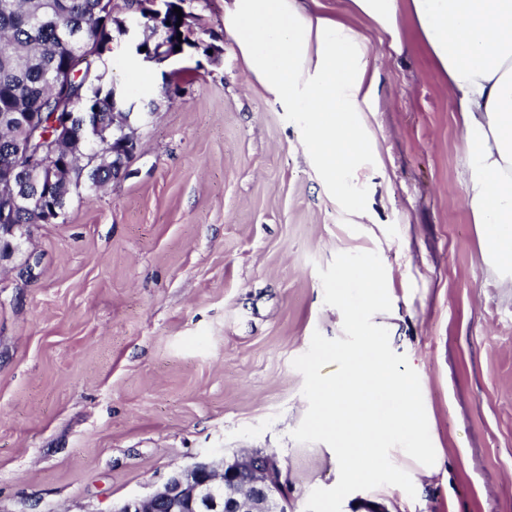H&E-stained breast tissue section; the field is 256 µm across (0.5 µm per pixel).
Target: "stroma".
<instances>
[{
    "instance_id": "stroma-1",
    "label": "stroma",
    "mask_w": 512,
    "mask_h": 512,
    "mask_svg": "<svg viewBox=\"0 0 512 512\" xmlns=\"http://www.w3.org/2000/svg\"><path fill=\"white\" fill-rule=\"evenodd\" d=\"M189 9L218 53L144 64L115 35L106 82L157 107L141 151L0 268V512H111L244 452L274 455L290 512H305L339 471L328 445L291 437L307 410L292 361L313 332L341 337L317 270L362 251L385 266L392 308L372 321L419 375L439 464L402 458L415 496L358 491L342 512H512V273L483 254L430 57H389L369 32L384 171L340 203L303 159L300 114L251 88L224 0Z\"/></svg>"
}]
</instances>
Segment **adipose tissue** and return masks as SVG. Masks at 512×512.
Returning <instances> with one entry per match:
<instances>
[{"instance_id": "adipose-tissue-1", "label": "adipose tissue", "mask_w": 512, "mask_h": 512, "mask_svg": "<svg viewBox=\"0 0 512 512\" xmlns=\"http://www.w3.org/2000/svg\"><path fill=\"white\" fill-rule=\"evenodd\" d=\"M360 18L402 54L414 39L447 81L470 158L467 198L487 258L512 270V0H225L224 31L253 89L302 115L305 154L337 201L377 157L379 92Z\"/></svg>"}]
</instances>
